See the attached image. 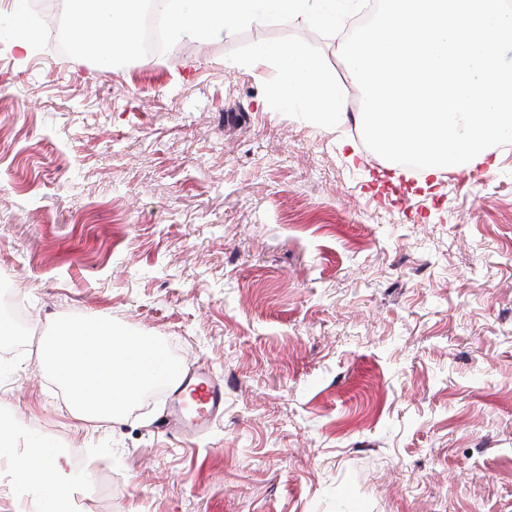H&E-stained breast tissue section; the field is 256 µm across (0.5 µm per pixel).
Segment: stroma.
Masks as SVG:
<instances>
[{
	"mask_svg": "<svg viewBox=\"0 0 512 512\" xmlns=\"http://www.w3.org/2000/svg\"><path fill=\"white\" fill-rule=\"evenodd\" d=\"M344 39L294 19L114 69L0 41V422L79 449L73 512H512V145L425 190L231 65L301 45L356 113ZM65 315L161 337L223 412L75 427L38 352ZM39 510L0 457V512Z\"/></svg>",
	"mask_w": 512,
	"mask_h": 512,
	"instance_id": "obj_1",
	"label": "stroma"
}]
</instances>
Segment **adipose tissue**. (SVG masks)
<instances>
[{"label":"adipose tissue","mask_w":512,"mask_h":512,"mask_svg":"<svg viewBox=\"0 0 512 512\" xmlns=\"http://www.w3.org/2000/svg\"><path fill=\"white\" fill-rule=\"evenodd\" d=\"M0 21L7 25L11 46L19 51H29L38 43L25 0H13L9 9H1ZM267 64L276 69L267 87V105L306 114L327 128L345 122L343 90L316 56L288 43L259 42L236 62L240 68ZM0 455L11 457L23 469L39 495L42 512H71L68 488L83 474L77 470L63 474L57 456L45 450L40 438L12 426L8 434L0 433Z\"/></svg>","instance_id":"obj_1"}]
</instances>
